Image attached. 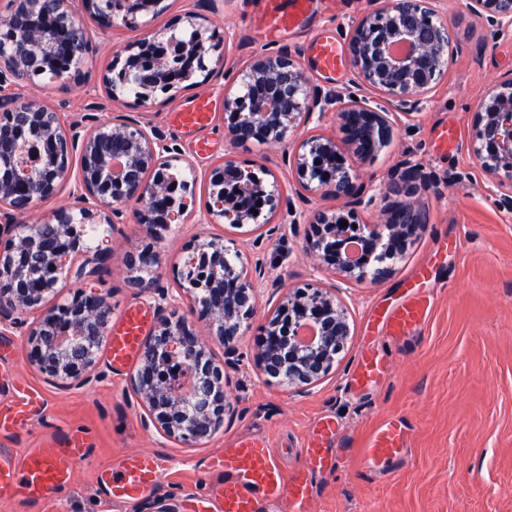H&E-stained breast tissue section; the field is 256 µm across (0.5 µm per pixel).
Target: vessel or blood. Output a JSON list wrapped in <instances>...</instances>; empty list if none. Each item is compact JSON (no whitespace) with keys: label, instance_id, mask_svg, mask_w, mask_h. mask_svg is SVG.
<instances>
[{"label":"vessel or blood","instance_id":"obj_1","mask_svg":"<svg viewBox=\"0 0 512 512\" xmlns=\"http://www.w3.org/2000/svg\"><path fill=\"white\" fill-rule=\"evenodd\" d=\"M294 17L280 10L275 0H267L260 17L262 28L269 32L287 31ZM209 101L199 98L189 108L174 112L173 120L182 127L195 128L208 117ZM428 311L425 301L401 305L388 313L386 319L395 333H405L423 320ZM147 331V319L138 310L126 312L119 325L107 339L113 362L130 361ZM44 408L42 393L31 386L15 389L7 402L0 404V432L9 433L28 425L32 415ZM405 444V428L394 421L384 422L368 439L363 450L372 461L397 458ZM88 455L85 438L77 433L66 437L49 435L37 447L18 455L0 450V499L16 498L44 505L53 500L59 489L68 485L75 465ZM327 461L319 449L306 448L303 461L292 474H284L273 461L266 441L248 439L235 442L222 453L213 455L208 469L225 474L219 489L218 506L221 512H258L250 491L262 489L278 501L283 512H301L310 496L308 472L325 468ZM164 471L163 460L155 454L143 453L126 458L117 469H104L98 474L100 488L115 500L135 502L152 493Z\"/></svg>","mask_w":512,"mask_h":512}]
</instances>
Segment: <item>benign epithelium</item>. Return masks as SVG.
I'll return each instance as SVG.
<instances>
[{"label": "benign epithelium", "mask_w": 512, "mask_h": 512, "mask_svg": "<svg viewBox=\"0 0 512 512\" xmlns=\"http://www.w3.org/2000/svg\"><path fill=\"white\" fill-rule=\"evenodd\" d=\"M81 2L84 12L107 28L144 27L147 16L167 9L166 0H111L107 10L102 0ZM375 3L379 7L353 22L348 49L357 85L378 93L380 107L313 85L288 47L253 54L238 86L224 92L226 129L234 148L283 144L301 126L336 115L341 140L313 134L295 151L293 168L303 189L297 197L304 209L284 200L274 182L262 187L263 204L251 212L242 202L245 190L263 180L250 167L227 158L208 173L210 202L203 214L206 224H268L284 209L292 223L310 226L306 250L339 279L359 284L390 276L389 261L403 255L412 237L428 224L419 197L435 180L425 167L407 159L390 172L383 190L365 194L356 187L346 159L364 163L392 140L394 117L417 108L444 77L452 42V28L438 0ZM468 7L487 24L491 39L512 33V0H468ZM0 39L10 44L0 55V81L27 82L41 73L57 80L74 78L88 53L71 0H14L10 13L0 16ZM153 42L162 51L144 64L160 82L142 81L141 64H133L141 47L128 44L105 77L112 99L132 87L137 105L148 109L157 92L168 93L194 71H207L206 58L218 48L201 26L186 41L172 35ZM61 49L67 55L65 64L57 58ZM187 54L196 62L194 68L162 72L167 62ZM474 128L469 150L499 208L511 213L512 72L480 100ZM29 133L51 135L50 162L35 174L20 162L21 138ZM116 141L123 144L118 155L109 150ZM178 160L157 134L131 120L102 121L81 137L68 132L59 114L35 98L0 99V217L8 220L0 230L11 234L0 249V327L24 329L30 364L58 385L90 382L110 319L106 298L84 288L64 303L48 304L63 273L79 279L84 267L99 257V252L87 250L82 229L111 223L117 206L129 204L135 205L138 223L151 230L181 223L190 184H184L175 200L164 184L147 178L150 171L170 168ZM70 182L72 197L81 203L92 199L93 207L61 205L39 224L15 223L17 216L57 196ZM317 191L343 201V209L311 207L309 194ZM392 196L397 200L385 203ZM377 206L384 217L381 227L362 218ZM350 242L359 244L354 261L348 256ZM184 250L179 293L157 290L160 315L141 348V366L130 377V386L146 410L145 428L197 446L220 430L230 410L224 367L233 363L236 342L257 313L263 273L258 267L237 266L222 238L195 234ZM125 267L128 285L141 294L156 281L158 253L147 242L127 253ZM30 311L39 315L29 324L24 316ZM198 321L206 322L204 338L197 332ZM349 336L350 315L336 293L312 284L293 287L268 316L255 365L270 381L298 390L312 387L329 374ZM213 342L224 347L221 361L213 354ZM175 361L189 374L186 392L179 376H170Z\"/></svg>", "instance_id": "benign-epithelium-1"}]
</instances>
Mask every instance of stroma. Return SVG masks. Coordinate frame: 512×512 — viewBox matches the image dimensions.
Wrapping results in <instances>:
<instances>
[{
	"mask_svg": "<svg viewBox=\"0 0 512 512\" xmlns=\"http://www.w3.org/2000/svg\"><path fill=\"white\" fill-rule=\"evenodd\" d=\"M168 2V10L152 18L145 30L120 25L106 30L83 16L92 51L78 78L40 76L22 85L8 80L0 83V98L37 97L59 112L65 125L83 131L100 120L132 119L176 149L181 157L176 170L193 182L194 193L184 222L160 232L155 242L161 257L158 287L177 288L183 245L202 231L224 238L245 264L264 269L256 319L237 344L238 367L228 388L232 407L223 429L203 445L187 447L144 428L129 383L136 364L114 370L107 350H100L97 378L64 389L30 364L19 331L0 330V344L12 349L9 357L0 356V371L14 384H33L45 399L43 415L24 430L0 434V448L20 453L54 432L79 433L90 448L89 458L75 466L70 485L51 508L0 500V512H154L160 502L176 512H199L200 500L215 499L220 483L207 472L211 454L238 439L266 436L275 461L290 472L313 427L327 418L343 441L321 443L332 463L312 473L307 512H512V214L498 208L467 149L478 102L512 72V38L491 40L487 27L467 9V0H440V11L454 29L445 78L414 113L399 116L387 146L353 168L356 186L373 192L383 187L400 160L408 157L424 165L436 180L420 198L428 224L391 275L366 286L342 282L320 268L318 259L304 249L306 225L291 224L287 217L260 227L203 225L199 219L209 201L207 172L230 151L239 161L271 169L283 196L295 194L293 146H230L222 95L236 86L254 53L291 48L313 84L345 96L359 94L371 106L378 103L372 92L358 90L348 60L326 70L315 58L317 41L326 38L346 50L351 21L372 10L371 0H314L312 12L275 36L256 26L263 0H218L212 9L206 0ZM188 11L198 14L199 24L219 45V59L209 62L208 73H195L175 91L157 93L149 109L137 107L130 95L110 100L103 78L114 53L149 30L166 36L184 32L177 19ZM199 96L210 101V126L200 131L176 126L170 113ZM445 128L455 131L446 144L439 138ZM98 231L107 238L109 253L87 266L81 285L106 296L112 323H119L128 307L154 319L153 300L136 295L126 279V253L146 234L133 206L119 207L111 224L99 225ZM307 283L335 289L350 311L352 334L330 373L296 394L260 376L254 356L265 316L279 299L274 285ZM413 296L428 300V316L409 334L393 335L383 312ZM365 354L380 358L386 367L368 385L356 378L357 363ZM387 419L403 423L406 446L398 459L369 462L362 448ZM141 453L163 457L159 487L131 504L108 500L97 485L99 469L118 468L127 457Z\"/></svg>",
	"mask_w": 512,
	"mask_h": 512,
	"instance_id": "1",
	"label": "stroma"
}]
</instances>
